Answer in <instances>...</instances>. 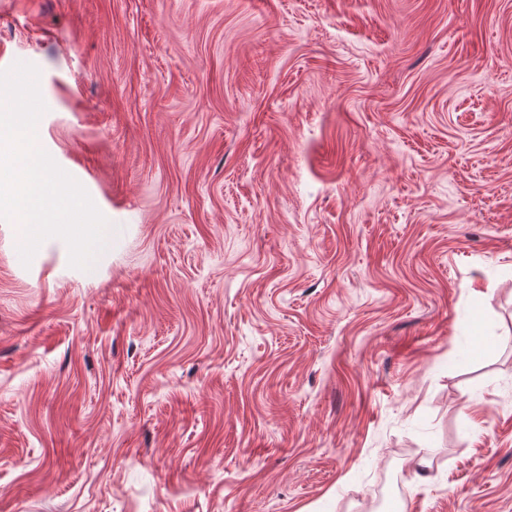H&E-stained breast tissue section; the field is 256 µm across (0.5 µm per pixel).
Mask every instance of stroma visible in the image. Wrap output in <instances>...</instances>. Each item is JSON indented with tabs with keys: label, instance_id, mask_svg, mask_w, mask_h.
Wrapping results in <instances>:
<instances>
[{
	"label": "stroma",
	"instance_id": "35a3bbf8",
	"mask_svg": "<svg viewBox=\"0 0 512 512\" xmlns=\"http://www.w3.org/2000/svg\"><path fill=\"white\" fill-rule=\"evenodd\" d=\"M17 61L112 244L0 221V512H512V0H0Z\"/></svg>",
	"mask_w": 512,
	"mask_h": 512
}]
</instances>
